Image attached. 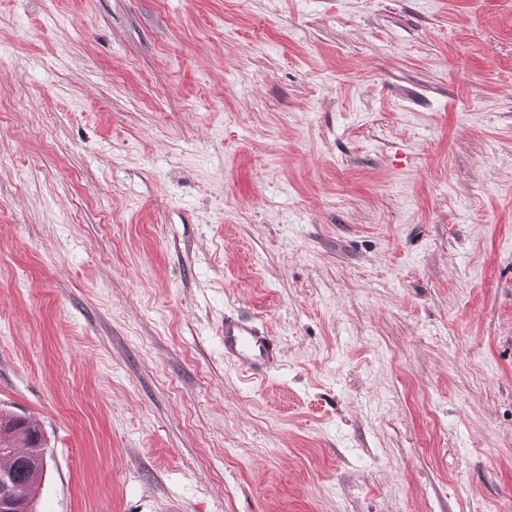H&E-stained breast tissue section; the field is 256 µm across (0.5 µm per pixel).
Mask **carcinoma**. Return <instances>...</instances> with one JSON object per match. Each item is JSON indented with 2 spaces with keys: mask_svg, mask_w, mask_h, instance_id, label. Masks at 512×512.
<instances>
[{
  "mask_svg": "<svg viewBox=\"0 0 512 512\" xmlns=\"http://www.w3.org/2000/svg\"><path fill=\"white\" fill-rule=\"evenodd\" d=\"M0 459L8 461L0 467V479L6 478L20 491L25 504H30L46 463L41 435L23 419L0 412Z\"/></svg>",
  "mask_w": 512,
  "mask_h": 512,
  "instance_id": "cac0c4a2",
  "label": "carcinoma"
}]
</instances>
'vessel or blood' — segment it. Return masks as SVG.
Segmentation results:
<instances>
[{
	"instance_id": "1",
	"label": "vessel or blood",
	"mask_w": 512,
	"mask_h": 512,
	"mask_svg": "<svg viewBox=\"0 0 512 512\" xmlns=\"http://www.w3.org/2000/svg\"><path fill=\"white\" fill-rule=\"evenodd\" d=\"M224 353L241 370L259 373L276 361L278 348L253 323L228 316L224 319Z\"/></svg>"
}]
</instances>
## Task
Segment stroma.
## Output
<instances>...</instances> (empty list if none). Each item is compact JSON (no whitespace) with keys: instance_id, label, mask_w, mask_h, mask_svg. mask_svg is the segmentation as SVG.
Returning <instances> with one entry per match:
<instances>
[{"instance_id":"1","label":"stroma","mask_w":512,"mask_h":512,"mask_svg":"<svg viewBox=\"0 0 512 512\" xmlns=\"http://www.w3.org/2000/svg\"><path fill=\"white\" fill-rule=\"evenodd\" d=\"M1 409L33 512H512V0H0ZM224 354L241 370L259 373L276 361L278 348L273 338L253 323L227 316L224 317ZM18 447L26 448V452H17ZM0 459L8 461L6 467H0V488L3 486L1 478L5 477L12 488L20 491L27 508L26 512H31L29 510L31 497L46 463L43 440L38 431L28 426L23 419L1 411ZM17 508L18 504L11 495L9 487L3 486L0 510L11 512Z\"/></svg>"}]
</instances>
